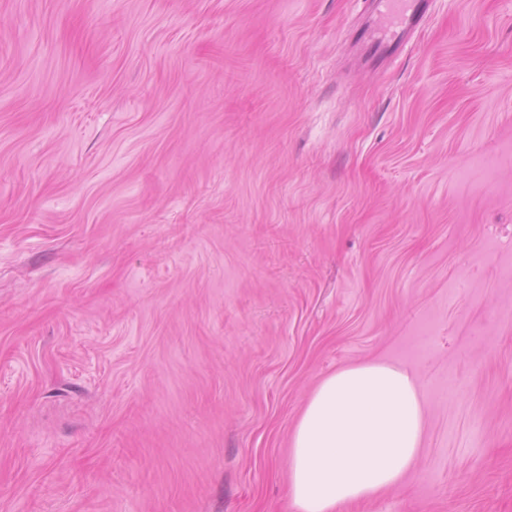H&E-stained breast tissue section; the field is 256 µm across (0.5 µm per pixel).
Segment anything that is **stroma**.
Here are the masks:
<instances>
[{"label": "stroma", "mask_w": 512, "mask_h": 512, "mask_svg": "<svg viewBox=\"0 0 512 512\" xmlns=\"http://www.w3.org/2000/svg\"><path fill=\"white\" fill-rule=\"evenodd\" d=\"M0 0V512H296L326 375L416 380L345 512H512V0ZM370 22L359 37L365 58L382 64L400 52L422 26L431 0H372Z\"/></svg>", "instance_id": "stroma-1"}]
</instances>
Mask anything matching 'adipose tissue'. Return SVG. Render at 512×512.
Returning a JSON list of instances; mask_svg holds the SVG:
<instances>
[{
	"instance_id": "obj_1",
	"label": "adipose tissue",
	"mask_w": 512,
	"mask_h": 512,
	"mask_svg": "<svg viewBox=\"0 0 512 512\" xmlns=\"http://www.w3.org/2000/svg\"><path fill=\"white\" fill-rule=\"evenodd\" d=\"M424 426L423 400L401 367L370 361L324 377L291 435L297 512H340L398 486L422 453Z\"/></svg>"
}]
</instances>
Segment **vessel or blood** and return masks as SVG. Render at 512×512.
Here are the masks:
<instances>
[{
    "instance_id": "vessel-or-blood-1",
    "label": "vessel or blood",
    "mask_w": 512,
    "mask_h": 512,
    "mask_svg": "<svg viewBox=\"0 0 512 512\" xmlns=\"http://www.w3.org/2000/svg\"><path fill=\"white\" fill-rule=\"evenodd\" d=\"M431 0H373L370 22L359 37L366 60L381 64L400 52L422 26Z\"/></svg>"
}]
</instances>
